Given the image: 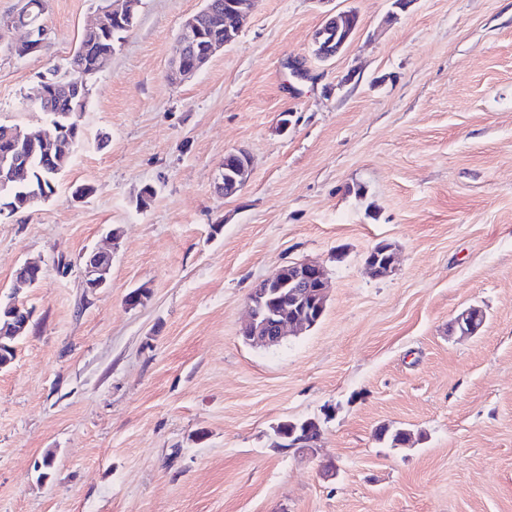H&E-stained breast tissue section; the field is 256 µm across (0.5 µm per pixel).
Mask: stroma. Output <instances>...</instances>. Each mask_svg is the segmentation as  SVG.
Wrapping results in <instances>:
<instances>
[{
  "label": "stroma",
  "instance_id": "obj_1",
  "mask_svg": "<svg viewBox=\"0 0 512 512\" xmlns=\"http://www.w3.org/2000/svg\"><path fill=\"white\" fill-rule=\"evenodd\" d=\"M105 4L47 0L33 55L0 38V125L47 130L28 96ZM203 6L141 0L54 193L0 219V304L32 311L0 369V512H512V0H255L171 82ZM350 9L353 39L319 59L317 29ZM237 149L251 171L225 199ZM381 242L397 259L376 278ZM107 248L110 285L86 293L82 257ZM29 259L43 278L16 287ZM303 261L331 281L321 321L245 343L253 289ZM472 306L481 329L452 333ZM308 418L316 447H279ZM382 425L413 438L389 447ZM250 172V158L245 150L228 153L224 157V172L218 182V190L224 198L237 194L247 181ZM388 243L382 242L381 244L375 245L367 254L365 264L371 273L376 277H384L392 272L394 263V252L392 245L388 248L384 247ZM383 250V253L389 252L382 258L378 254V251Z\"/></svg>",
  "mask_w": 512,
  "mask_h": 512
}]
</instances>
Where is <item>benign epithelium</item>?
<instances>
[{"mask_svg": "<svg viewBox=\"0 0 512 512\" xmlns=\"http://www.w3.org/2000/svg\"><path fill=\"white\" fill-rule=\"evenodd\" d=\"M253 0H224L223 10L206 7L187 22L189 36L177 42L170 63V78L177 81L198 72L218 51L231 44L239 35L246 21ZM137 0H111L97 20V25L125 23L132 27ZM38 4L30 2L18 13L10 26L25 31L24 38L15 43L13 50L19 57L27 56L41 47L46 29L29 21ZM358 14L353 10L330 13L315 33L318 56L329 60L342 51L351 40L359 25ZM224 22V42L208 40L206 29ZM250 158L246 151L238 150L224 157V172L218 182V190L229 198L237 194L247 181ZM113 253L110 250H94L84 257L81 266L82 286L91 294L108 287ZM393 247L381 243L374 246L365 264L376 277L392 272ZM265 288L250 298L249 321L242 330L248 343L271 345L283 341L288 333L313 327L324 315L327 301L328 278L324 267L314 261L297 262L282 267L264 281ZM13 311L11 320L0 329V334L19 335L29 321L28 309L16 302L8 303ZM484 323L481 310L470 307L453 321L451 330L463 336L476 334Z\"/></svg>", "mask_w": 512, "mask_h": 512, "instance_id": "7a95c632", "label": "benign epithelium"}]
</instances>
